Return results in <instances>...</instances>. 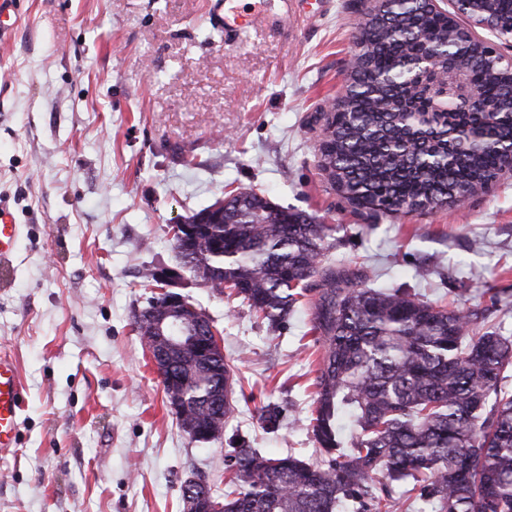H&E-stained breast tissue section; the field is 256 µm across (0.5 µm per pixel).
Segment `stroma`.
<instances>
[{"label": "stroma", "mask_w": 512, "mask_h": 512, "mask_svg": "<svg viewBox=\"0 0 512 512\" xmlns=\"http://www.w3.org/2000/svg\"><path fill=\"white\" fill-rule=\"evenodd\" d=\"M0 1V199L23 226L0 349L27 396L18 445L0 451V512H184L186 482L223 485L236 434L312 459L306 312L275 332L185 276L240 361L237 409L209 443L179 427L134 329L151 295L141 268L177 266L171 225L229 191L331 227L329 263L512 336V177L460 206L369 220L317 167L316 117L356 52L353 0H300L293 28L232 35L214 0Z\"/></svg>", "instance_id": "stroma-1"}]
</instances>
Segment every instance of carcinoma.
Returning <instances> with one entry per match:
<instances>
[{"label": "carcinoma", "instance_id": "cac0c4a2", "mask_svg": "<svg viewBox=\"0 0 512 512\" xmlns=\"http://www.w3.org/2000/svg\"><path fill=\"white\" fill-rule=\"evenodd\" d=\"M390 25L363 44L353 82L329 106L344 103L346 120L330 133V171L350 203L379 198L393 211L407 201H433L483 184L512 148V91L497 67L475 55L470 39L441 15L395 0ZM475 22L512 25V0H471ZM450 55L473 63L486 107L464 108L444 96L426 100L404 64L425 33ZM430 112L440 130H480L486 146L457 153L419 135L400 104ZM224 220L193 236L172 237L179 268H145L144 288H182L180 270L239 298L276 331L303 308L320 345L308 426L315 460L268 455L246 439L229 440L224 493L205 485L220 512H390L394 487L412 485L416 512H512V336L474 330L477 312L424 301L402 288L351 282L325 262L329 227L248 188L227 195ZM235 364L220 348L199 361L173 349L165 373L184 380L177 418L207 430L233 416ZM353 424L350 441L340 421Z\"/></svg>", "mask_w": 512, "mask_h": 512}]
</instances>
